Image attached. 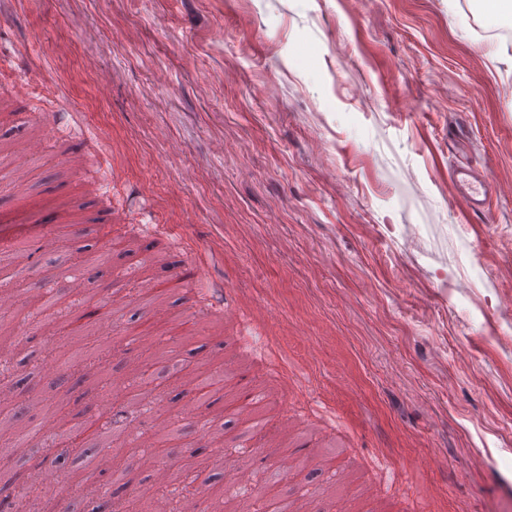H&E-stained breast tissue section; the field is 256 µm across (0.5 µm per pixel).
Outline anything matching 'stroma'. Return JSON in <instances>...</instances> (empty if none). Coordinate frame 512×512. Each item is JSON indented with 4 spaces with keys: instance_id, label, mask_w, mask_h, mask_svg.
Returning a JSON list of instances; mask_svg holds the SVG:
<instances>
[{
    "instance_id": "stroma-1",
    "label": "stroma",
    "mask_w": 512,
    "mask_h": 512,
    "mask_svg": "<svg viewBox=\"0 0 512 512\" xmlns=\"http://www.w3.org/2000/svg\"><path fill=\"white\" fill-rule=\"evenodd\" d=\"M484 27L480 0H0V144L47 140L21 188L0 184V244L59 250L0 282L25 309L51 290L50 329L25 334L0 365V389L25 428L67 405L68 426L105 422L143 392L144 439L124 440L122 485L88 471L86 436L40 440L62 459L66 512L144 500L177 512L184 484L215 458L245 471L251 512L291 420L289 500L318 512H512V49ZM111 75L107 88L98 69ZM467 162L494 187L490 208L458 198L451 167ZM140 250L124 253L125 239ZM98 252L108 260L88 269ZM153 270L224 291L247 312L187 309L162 296L168 329L141 342L150 313L139 281ZM86 278L77 294L57 271ZM119 290L112 331L94 328L87 297ZM83 336L99 364L75 368L65 339ZM213 379L202 401L224 439L182 419L185 392L163 357ZM150 358L147 381L129 366ZM262 385L267 431L254 450L226 412L242 381ZM178 418V447L158 449L183 481L159 488L145 462L157 415Z\"/></svg>"
}]
</instances>
